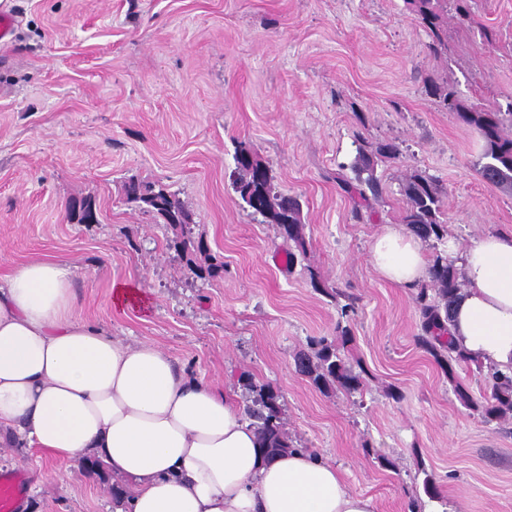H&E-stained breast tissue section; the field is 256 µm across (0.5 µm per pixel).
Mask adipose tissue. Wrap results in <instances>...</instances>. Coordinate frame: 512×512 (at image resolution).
<instances>
[{
	"instance_id": "1",
	"label": "adipose tissue",
	"mask_w": 512,
	"mask_h": 512,
	"mask_svg": "<svg viewBox=\"0 0 512 512\" xmlns=\"http://www.w3.org/2000/svg\"><path fill=\"white\" fill-rule=\"evenodd\" d=\"M447 253L465 280L448 321L455 347L512 370V231ZM369 261L410 290L429 272L400 224L375 236ZM26 443L100 461L128 481L130 512H376L314 455L268 457L234 395L152 342L77 317L72 266L58 258L0 275V445Z\"/></svg>"
}]
</instances>
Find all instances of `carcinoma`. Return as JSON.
Instances as JSON below:
<instances>
[{
    "mask_svg": "<svg viewBox=\"0 0 512 512\" xmlns=\"http://www.w3.org/2000/svg\"><path fill=\"white\" fill-rule=\"evenodd\" d=\"M421 24L429 31L433 50L445 46L448 29V0H406ZM430 92L442 99L450 112L456 113L466 125L476 129L482 139V149L475 163L477 173L487 182L512 193V103L506 111L482 110L467 105L451 89L434 84ZM397 154L396 146L381 144L374 149L361 144L351 163L355 181H343L344 189L352 196L367 202L378 198L382 187L376 176L377 160ZM236 170L232 174L234 191L265 222L276 227L278 235L291 241L301 253L305 248V222L302 205L295 196L277 190L270 168L259 160L251 147L239 142L235 152ZM405 209L402 223L423 242H440L447 235V227L440 220L441 190L435 181L419 172L405 177L402 182ZM126 201L144 204L163 217L172 231L171 247L186 260L188 271L197 278L215 277L223 273L224 262L209 253L201 237L193 236L191 214L176 195L164 188L143 189L131 181L125 185ZM430 286L422 287L415 295L420 311L418 345L429 353L444 370L448 381L454 384L458 399L477 412L487 423L512 418V373L490 368L486 378L490 392L479 399L457 382L455 366L483 364L454 348L448 336L449 309L463 289L457 269L443 254L436 255L430 269ZM338 336L313 338L309 350L295 358L296 370L309 378L323 392L341 390L352 394L362 389L359 373L345 361L342 350L353 341L349 327H337ZM249 395L245 413L255 428L260 446L274 456L296 449L286 429L280 395L269 385L256 384L252 377L240 379Z\"/></svg>",
    "mask_w": 512,
    "mask_h": 512,
    "instance_id": "cac0c4a2",
    "label": "carcinoma"
}]
</instances>
